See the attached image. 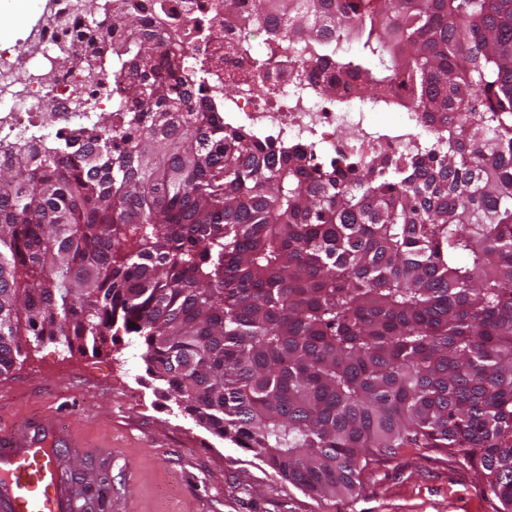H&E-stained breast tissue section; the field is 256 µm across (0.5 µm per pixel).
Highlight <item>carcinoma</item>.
Here are the masks:
<instances>
[{
	"instance_id": "obj_1",
	"label": "carcinoma",
	"mask_w": 512,
	"mask_h": 512,
	"mask_svg": "<svg viewBox=\"0 0 512 512\" xmlns=\"http://www.w3.org/2000/svg\"><path fill=\"white\" fill-rule=\"evenodd\" d=\"M154 10L89 0L112 38L86 65L126 99L0 164V375L32 343L130 336L178 408L311 496L439 448L512 512V0H250L246 49L331 56L446 137L314 162L226 124Z\"/></svg>"
}]
</instances>
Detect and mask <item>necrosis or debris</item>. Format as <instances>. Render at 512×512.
I'll list each match as a JSON object with an SVG mask.
<instances>
[{
	"instance_id": "necrosis-or-debris-1",
	"label": "necrosis or debris",
	"mask_w": 512,
	"mask_h": 512,
	"mask_svg": "<svg viewBox=\"0 0 512 512\" xmlns=\"http://www.w3.org/2000/svg\"><path fill=\"white\" fill-rule=\"evenodd\" d=\"M76 3L53 0L51 10L31 30L41 51L25 77H18L13 64L0 56V160L6 159V146L18 136H28L38 146L46 136L66 134L80 119L72 110L74 103L91 97L98 109L108 110L123 98L111 76L97 78L84 71L81 60L94 49V42L60 25L74 17ZM239 29L236 16L229 15L224 19L223 41L183 45L190 67L204 75L217 74L230 85L224 96L225 122L317 159L375 152L410 154L420 151L426 139L436 138V129H423L413 112L404 113L394 124H377L376 105L363 99L355 86L341 85L325 93L331 70L327 61L288 52L276 68L260 67L254 55L231 49ZM62 52L73 58L71 69L56 68L54 58Z\"/></svg>"
}]
</instances>
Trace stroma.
Returning a JSON list of instances; mask_svg holds the SVG:
<instances>
[{
  "label": "stroma",
  "instance_id": "35a3bbf8",
  "mask_svg": "<svg viewBox=\"0 0 512 512\" xmlns=\"http://www.w3.org/2000/svg\"><path fill=\"white\" fill-rule=\"evenodd\" d=\"M136 341L31 345L0 375V434L51 415L85 448L64 461L112 478V512H496L473 468L437 448L373 464L359 496L313 498L161 397Z\"/></svg>",
  "mask_w": 512,
  "mask_h": 512
}]
</instances>
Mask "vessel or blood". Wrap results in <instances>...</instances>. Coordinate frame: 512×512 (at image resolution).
<instances>
[{
	"label": "vessel or blood",
	"mask_w": 512,
	"mask_h": 512,
	"mask_svg": "<svg viewBox=\"0 0 512 512\" xmlns=\"http://www.w3.org/2000/svg\"><path fill=\"white\" fill-rule=\"evenodd\" d=\"M53 419H37L18 436L0 437V512H72L73 490L60 476L59 451L75 447Z\"/></svg>",
	"instance_id": "b4317fda"
}]
</instances>
